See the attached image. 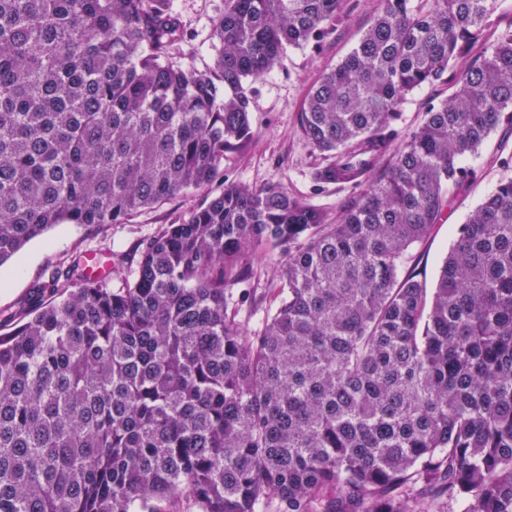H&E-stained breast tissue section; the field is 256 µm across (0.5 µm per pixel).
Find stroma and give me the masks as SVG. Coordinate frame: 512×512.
<instances>
[{"label": "stroma", "instance_id": "obj_1", "mask_svg": "<svg viewBox=\"0 0 512 512\" xmlns=\"http://www.w3.org/2000/svg\"><path fill=\"white\" fill-rule=\"evenodd\" d=\"M175 6L186 36L173 45L171 60L201 69L212 66L217 54L211 37L212 21L223 11L224 0H175ZM379 7L380 0H345L342 15L329 35L317 42L288 48L270 75L253 82V136L241 150L225 154V182L252 187L281 185L290 195L314 204L332 220L358 197L360 190L353 185L315 182V172L327 160L302 137L299 118L309 92L356 46ZM452 92V85L439 83L422 86L408 95L397 122L400 136L414 132L423 122L429 104L447 99ZM502 138V132L491 133L471 160L478 171L475 183L468 192L452 199L441 221L413 248L412 261L427 285L435 284L459 225L501 179L512 177V167L501 164ZM205 198V192L191 190L131 217L124 224L56 225L0 266V315L19 311L35 286L48 281L57 265L70 261L79 251L111 253L112 285L120 287L125 273L138 258L140 243L159 225L183 218ZM253 268L251 299L239 310L241 325L250 335L257 333L271 307L269 288L275 274L273 265L262 254L255 255Z\"/></svg>", "mask_w": 512, "mask_h": 512}]
</instances>
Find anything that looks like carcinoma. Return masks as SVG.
<instances>
[{
	"label": "carcinoma",
	"mask_w": 512,
	"mask_h": 512,
	"mask_svg": "<svg viewBox=\"0 0 512 512\" xmlns=\"http://www.w3.org/2000/svg\"><path fill=\"white\" fill-rule=\"evenodd\" d=\"M343 2L224 0L201 70L169 57L174 0H0V266L58 224L210 190L122 287L77 254L0 334V512H512V177L434 288L405 268L475 182L466 158L512 135L496 0H381L311 91L300 131L333 158L315 179L363 187L336 221L279 186L224 185L253 82ZM435 83L454 92L396 143L406 96ZM259 252L276 305L249 336L230 305Z\"/></svg>",
	"instance_id": "carcinoma-1"
}]
</instances>
